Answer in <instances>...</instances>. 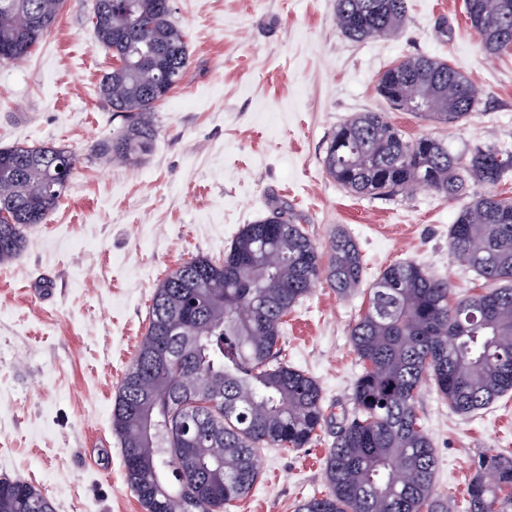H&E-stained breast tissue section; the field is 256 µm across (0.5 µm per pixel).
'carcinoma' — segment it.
I'll list each match as a JSON object with an SVG mask.
<instances>
[{
	"instance_id": "obj_1",
	"label": "carcinoma",
	"mask_w": 512,
	"mask_h": 512,
	"mask_svg": "<svg viewBox=\"0 0 512 512\" xmlns=\"http://www.w3.org/2000/svg\"><path fill=\"white\" fill-rule=\"evenodd\" d=\"M63 0H0V61L26 59L55 24ZM483 49H512V0H465ZM406 0H336V22L360 42L394 36ZM171 0H96L97 40L119 64L99 84L123 125L103 153L135 163L156 135L153 113L181 79L190 55L171 19ZM378 90L390 108L458 121L475 111V86L445 61L408 56L384 71ZM327 174L358 197L395 196L417 184L444 196L467 182L495 186L512 154L477 146L460 164L440 139L407 140L382 112L340 126L322 159ZM76 164L53 147L0 149V263L26 247L64 195ZM454 255L504 286L456 301L447 280L410 262L386 267L350 330L362 363L353 388L358 414L336 436L325 467L329 494L296 512H447L435 494V450L416 406L430 379L448 406L471 414L512 392V200L488 192L461 210L448 231ZM328 265L284 212L245 225L215 261L197 256L156 289L148 328L112 409L127 482L145 512H221L259 477L263 447L303 448L324 421L318 384L281 361L282 318L326 278L348 296L362 281L356 242L330 238ZM512 505V457L486 454L468 488L467 512ZM0 512H55L31 484L0 478Z\"/></svg>"
}]
</instances>
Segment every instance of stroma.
I'll return each instance as SVG.
<instances>
[{"instance_id": "stroma-1", "label": "stroma", "mask_w": 512, "mask_h": 512, "mask_svg": "<svg viewBox=\"0 0 512 512\" xmlns=\"http://www.w3.org/2000/svg\"><path fill=\"white\" fill-rule=\"evenodd\" d=\"M94 3L66 0L25 61L0 63V148L77 158L56 209L28 228V248L0 265V478L32 484L55 512H144L112 408L154 292L191 258L222 259L243 225L284 202L318 247L340 228L363 260L351 296L319 283L283 319V360L321 389V431L303 448L260 449L248 501L224 510L294 512L330 491L326 457L355 412L361 372L349 333L380 273L406 260L448 279L459 298L491 287L448 247L450 225L486 186L357 197L326 174L328 143L355 113L382 112L406 138L442 139L462 159L485 144L512 152V50L484 53L464 0H407L397 35L361 42L338 29L336 0H172L190 64L155 107L151 151L129 164L99 151L122 121L99 97L114 60L96 39ZM408 55L463 73L482 93L479 109L453 124L391 110L377 81ZM416 401L435 492L464 512L482 455L512 456V394L470 416L427 382Z\"/></svg>"}]
</instances>
